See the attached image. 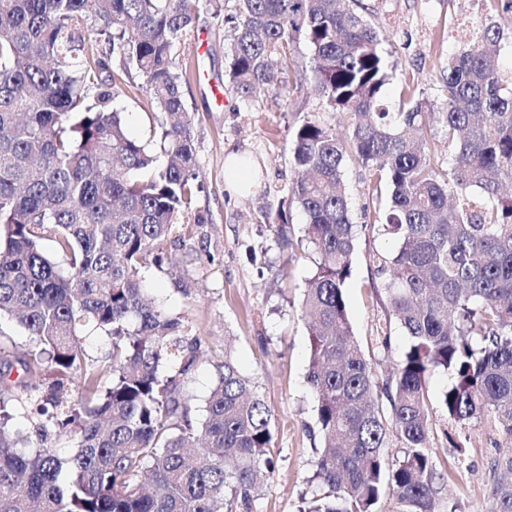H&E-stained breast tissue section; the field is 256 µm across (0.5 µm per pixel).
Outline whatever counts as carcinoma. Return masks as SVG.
<instances>
[{
    "mask_svg": "<svg viewBox=\"0 0 512 512\" xmlns=\"http://www.w3.org/2000/svg\"><path fill=\"white\" fill-rule=\"evenodd\" d=\"M221 0H0V320L32 348L0 354V512H254L260 475L276 468L271 415L224 356L197 414L183 383L206 354L183 321L145 298L142 268H160L180 213L199 191L187 71L176 42ZM360 0H236L228 82L242 102L290 83L297 43L305 79L339 112L340 137L316 118L292 131L295 178L272 228L285 249L318 257L301 316L320 448V493L304 512H434L442 474L429 448L428 375L453 376L442 407L460 424L493 420L507 451L487 512H512V76L502 27L482 22L448 53L442 115L448 169L434 164L411 94L383 102L391 52ZM92 15L97 27L86 17ZM135 74L162 114L160 167L115 105L112 61ZM387 187L378 234L396 243L380 263L392 316L408 336L394 375L379 381L357 347L344 288L356 245L347 160ZM303 236L284 233L286 208ZM55 243V254L43 241ZM66 268H61L56 256ZM110 337L90 358L85 332ZM26 394L19 408L13 401ZM390 412L384 413L380 400ZM70 436L62 458L33 448L25 421ZM402 456L388 461L390 437Z\"/></svg>",
    "mask_w": 512,
    "mask_h": 512,
    "instance_id": "carcinoma-1",
    "label": "carcinoma"
}]
</instances>
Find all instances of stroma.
Listing matches in <instances>:
<instances>
[{
    "label": "stroma",
    "instance_id": "stroma-1",
    "mask_svg": "<svg viewBox=\"0 0 512 512\" xmlns=\"http://www.w3.org/2000/svg\"><path fill=\"white\" fill-rule=\"evenodd\" d=\"M363 2L396 63L384 93L392 106L408 84L442 102V68L451 48L469 38L472 24L492 19L512 35V16L503 14L499 0ZM227 31L221 17L202 12L173 51L177 65L187 69L184 101L193 117L202 181L193 209L180 214L178 222L193 224L199 213L206 222L172 248V260L164 269L146 271L145 286L156 303L185 319L190 335L207 340V355L184 383L191 407L201 410L217 367L229 354L255 383L272 414L277 467L262 486L255 512H300L303 500L317 489L310 461L319 438L315 399L306 382L308 329L300 316L316 257L282 249L269 222L294 177L289 140L295 122L314 115L342 135L351 117L333 111L326 97L301 77L282 93L241 102L224 81ZM112 71L120 76V62H113ZM217 87L224 94L219 101L213 94ZM116 91L130 134L152 138L159 113L151 95L121 76ZM233 158L250 163L251 182L242 192L231 190L227 182ZM344 174L352 191L350 217L357 234L345 290L347 311L363 353L383 380L401 361L407 344L403 328L389 314L384 277L376 271L377 258L392 255L395 243L374 229L375 177L353 161L347 162ZM450 383L443 371L429 379L430 446L444 477L435 507L446 512L449 502L456 501L463 512H485L500 437L490 419L461 425L448 418L441 399Z\"/></svg>",
    "mask_w": 512,
    "mask_h": 512
}]
</instances>
